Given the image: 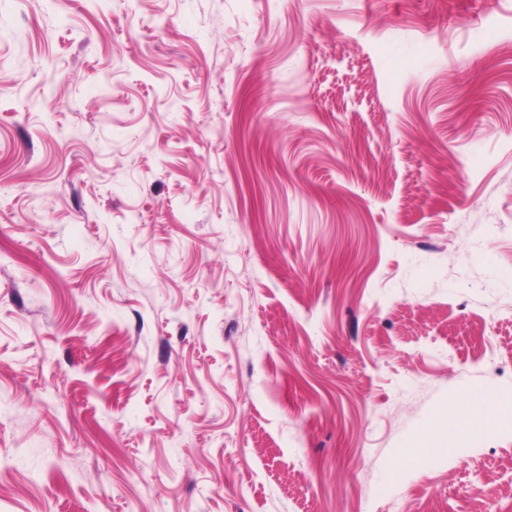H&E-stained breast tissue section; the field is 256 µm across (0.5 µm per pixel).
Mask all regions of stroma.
I'll list each match as a JSON object with an SVG mask.
<instances>
[{
  "instance_id": "stroma-1",
  "label": "stroma",
  "mask_w": 512,
  "mask_h": 512,
  "mask_svg": "<svg viewBox=\"0 0 512 512\" xmlns=\"http://www.w3.org/2000/svg\"><path fill=\"white\" fill-rule=\"evenodd\" d=\"M473 392L512 0H0V512H512ZM479 397L472 395L467 398V411L458 416L461 402H453L440 413L431 418L429 423L420 431L419 445L407 443L401 452L402 468H417L425 456H435L443 453L463 435L478 437L488 431V426L476 410L475 402Z\"/></svg>"
}]
</instances>
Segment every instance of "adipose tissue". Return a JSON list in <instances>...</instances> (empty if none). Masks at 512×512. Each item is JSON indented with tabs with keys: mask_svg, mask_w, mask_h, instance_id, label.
<instances>
[{
	"mask_svg": "<svg viewBox=\"0 0 512 512\" xmlns=\"http://www.w3.org/2000/svg\"><path fill=\"white\" fill-rule=\"evenodd\" d=\"M487 430L486 422L479 417L475 407H468L463 412L458 403H451L420 431L417 449L402 451V465L406 468L419 467L424 457L443 453L461 436L478 437Z\"/></svg>",
	"mask_w": 512,
	"mask_h": 512,
	"instance_id": "ef3b65f1",
	"label": "adipose tissue"
}]
</instances>
